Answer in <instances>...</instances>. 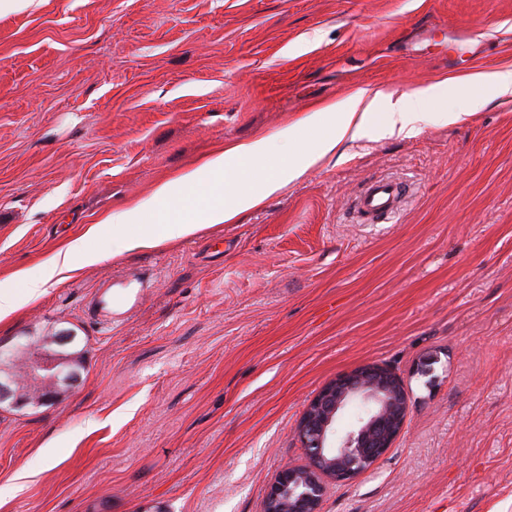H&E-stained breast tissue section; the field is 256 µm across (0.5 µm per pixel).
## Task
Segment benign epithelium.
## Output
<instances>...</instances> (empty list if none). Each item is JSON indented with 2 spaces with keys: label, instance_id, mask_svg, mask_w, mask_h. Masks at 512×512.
<instances>
[{
  "label": "benign epithelium",
  "instance_id": "obj_1",
  "mask_svg": "<svg viewBox=\"0 0 512 512\" xmlns=\"http://www.w3.org/2000/svg\"><path fill=\"white\" fill-rule=\"evenodd\" d=\"M74 334L60 331L50 341L25 345L26 372L45 384L38 403L55 398L58 384L73 386L79 376L66 372L63 350ZM13 352L0 350V403L26 405L17 378L6 370ZM363 403L367 411L356 426L337 434L336 420L347 406ZM407 400L395 375L383 366H361L323 386L309 401L297 424V436L306 449L308 463L284 467L270 485L264 512H321L326 485L354 478L371 468L387 453L401 434L407 417Z\"/></svg>",
  "mask_w": 512,
  "mask_h": 512
}]
</instances>
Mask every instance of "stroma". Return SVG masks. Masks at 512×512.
<instances>
[{"label": "stroma", "instance_id": "stroma-1", "mask_svg": "<svg viewBox=\"0 0 512 512\" xmlns=\"http://www.w3.org/2000/svg\"><path fill=\"white\" fill-rule=\"evenodd\" d=\"M512 69V0H45L0 17V279L315 105ZM408 196L360 221L364 183ZM79 384L0 405V512H263L295 428L378 364L406 425L321 512H512V97L343 145L236 224L109 257L0 327ZM96 418L100 426L87 431Z\"/></svg>", "mask_w": 512, "mask_h": 512}]
</instances>
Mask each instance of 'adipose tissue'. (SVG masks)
Segmentation results:
<instances>
[{"mask_svg": "<svg viewBox=\"0 0 512 512\" xmlns=\"http://www.w3.org/2000/svg\"><path fill=\"white\" fill-rule=\"evenodd\" d=\"M466 86L481 95L512 96V69L476 73L397 99L382 90L370 95L358 92L308 113L277 136L260 135L246 143L224 145L126 208L122 222L127 230L113 236L111 243L102 241L112 224L111 216L105 215L61 245L37 273L17 270L1 280L0 325L10 324L49 288L109 255L156 248L217 224L233 223L240 214L297 181L343 142L399 135L432 119L444 124L460 120L459 99ZM441 99L446 100V107L431 111L432 102ZM282 151L288 154L284 163L277 160Z\"/></svg>", "mask_w": 512, "mask_h": 512, "instance_id": "ef3b65f1", "label": "adipose tissue"}]
</instances>
